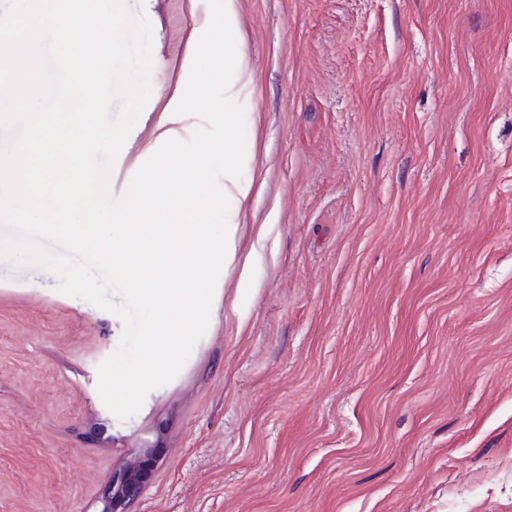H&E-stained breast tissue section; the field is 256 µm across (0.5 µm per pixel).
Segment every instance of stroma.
I'll return each mask as SVG.
<instances>
[{
	"mask_svg": "<svg viewBox=\"0 0 512 512\" xmlns=\"http://www.w3.org/2000/svg\"><path fill=\"white\" fill-rule=\"evenodd\" d=\"M244 203L207 330L122 420L114 314L0 261V512H512V0H225ZM151 95L121 197L169 137L208 0H144ZM157 459L153 448H142L112 475V482L104 494L99 512H128L149 478Z\"/></svg>",
	"mask_w": 512,
	"mask_h": 512,
	"instance_id": "stroma-1",
	"label": "stroma"
}]
</instances>
